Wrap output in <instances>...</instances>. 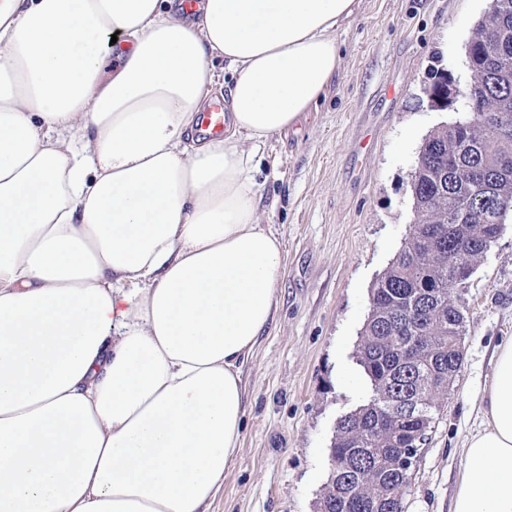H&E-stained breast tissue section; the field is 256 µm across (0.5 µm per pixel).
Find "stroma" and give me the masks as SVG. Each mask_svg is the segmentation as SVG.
Returning <instances> with one entry per match:
<instances>
[{
  "mask_svg": "<svg viewBox=\"0 0 512 512\" xmlns=\"http://www.w3.org/2000/svg\"><path fill=\"white\" fill-rule=\"evenodd\" d=\"M489 5L358 0L325 95L265 147L258 215L281 235L286 268L276 321L243 368L241 448L210 512H315L337 423L369 393L360 332L370 288L409 231L415 159L428 131L458 118L430 108L429 69L466 83L465 46ZM465 298L462 367L434 414L405 512H449L457 492L493 352L512 338L511 219L477 261Z\"/></svg>",
  "mask_w": 512,
  "mask_h": 512,
  "instance_id": "obj_1",
  "label": "stroma"
}]
</instances>
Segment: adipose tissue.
Masks as SVG:
<instances>
[{
    "mask_svg": "<svg viewBox=\"0 0 512 512\" xmlns=\"http://www.w3.org/2000/svg\"><path fill=\"white\" fill-rule=\"evenodd\" d=\"M356 10L0 0V512H209L285 271L256 157L325 93ZM219 86L224 133L200 137ZM494 360L451 512H512V340Z\"/></svg>",
    "mask_w": 512,
    "mask_h": 512,
    "instance_id": "obj_1",
    "label": "adipose tissue"
}]
</instances>
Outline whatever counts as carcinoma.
<instances>
[{
  "label": "carcinoma",
  "instance_id": "obj_1",
  "mask_svg": "<svg viewBox=\"0 0 512 512\" xmlns=\"http://www.w3.org/2000/svg\"><path fill=\"white\" fill-rule=\"evenodd\" d=\"M475 82L467 97L450 96L448 74L424 88L434 107L462 102L465 116L424 138L409 181L410 230L371 288L359 363L371 390L339 420L324 492L328 512H400L388 490L406 492L413 468L400 453L421 455L430 407L446 398L461 370L467 302L474 263L512 213V0H492L466 44ZM426 348L419 356L416 347Z\"/></svg>",
  "mask_w": 512,
  "mask_h": 512
}]
</instances>
